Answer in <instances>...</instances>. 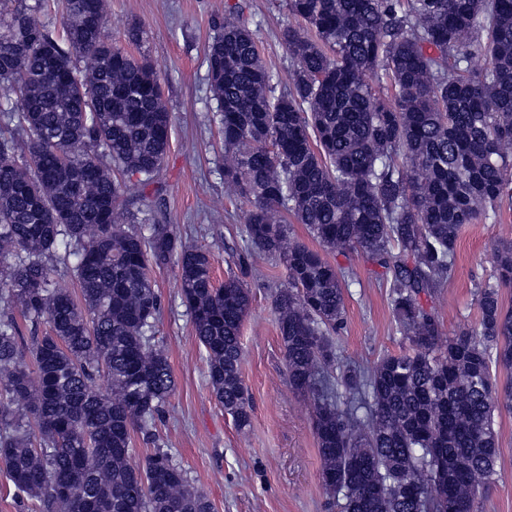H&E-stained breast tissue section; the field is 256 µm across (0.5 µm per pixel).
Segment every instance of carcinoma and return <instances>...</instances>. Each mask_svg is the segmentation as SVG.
<instances>
[{
    "label": "carcinoma",
    "instance_id": "obj_1",
    "mask_svg": "<svg viewBox=\"0 0 512 512\" xmlns=\"http://www.w3.org/2000/svg\"><path fill=\"white\" fill-rule=\"evenodd\" d=\"M60 4L62 37L43 0H0V87L15 95L0 105L13 123L0 128V467L32 512H213L168 450L130 463L174 388L152 335L150 270L177 263L212 392L240 430L250 293L235 275L216 285L210 252L172 225L146 237L119 222L122 201L150 208L171 113L149 60L103 39L105 0ZM286 5L302 25L281 33L294 62L285 91L231 10L205 60L224 184L250 204L235 264L285 267L274 310L288 385L313 405L328 512H479L500 454L495 411H512V308L500 299L512 241L478 285L475 327L443 335L421 296L452 278L463 227L512 201V0ZM380 70L389 97L369 82ZM280 210L323 249L382 269L410 351L371 369L341 363L350 271L276 222ZM59 262L80 299L56 287Z\"/></svg>",
    "mask_w": 512,
    "mask_h": 512
}]
</instances>
